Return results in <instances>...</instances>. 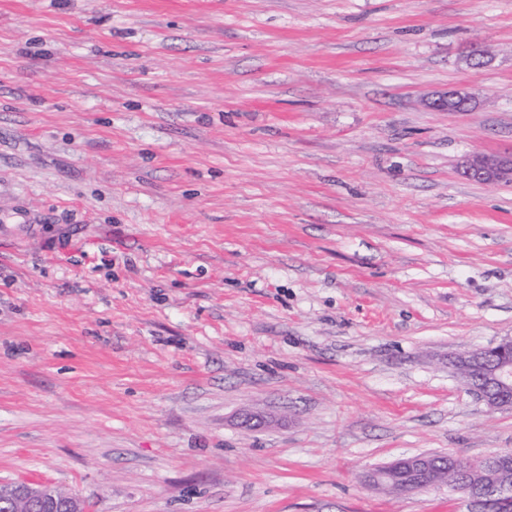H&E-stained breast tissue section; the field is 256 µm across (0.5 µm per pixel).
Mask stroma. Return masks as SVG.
<instances>
[{
  "instance_id": "stroma-1",
  "label": "stroma",
  "mask_w": 512,
  "mask_h": 512,
  "mask_svg": "<svg viewBox=\"0 0 512 512\" xmlns=\"http://www.w3.org/2000/svg\"><path fill=\"white\" fill-rule=\"evenodd\" d=\"M474 153H512V0H0V483L471 512L367 474L512 452L449 363L512 337Z\"/></svg>"
}]
</instances>
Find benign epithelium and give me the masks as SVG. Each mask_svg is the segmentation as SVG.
I'll return each instance as SVG.
<instances>
[{
  "label": "benign epithelium",
  "instance_id": "7a95c632",
  "mask_svg": "<svg viewBox=\"0 0 512 512\" xmlns=\"http://www.w3.org/2000/svg\"><path fill=\"white\" fill-rule=\"evenodd\" d=\"M467 101V95L456 89L436 99L437 104L448 112L459 111L458 104L465 105ZM462 172L466 178L478 183L509 182L512 180V155L475 154L465 160ZM490 350L496 355L490 362L482 349L477 348L456 354L453 363H459L469 370L482 368L483 378L477 380L466 373L459 376L460 381L486 407L492 410H511L512 337L502 339ZM401 462L423 480L434 466L427 455L406 457ZM467 498L481 506L480 512H508L512 509V487L506 484L472 483ZM0 506L5 512H11L14 507L24 512H85L82 502L77 498H49L33 487L4 490Z\"/></svg>",
  "mask_w": 512,
  "mask_h": 512
}]
</instances>
